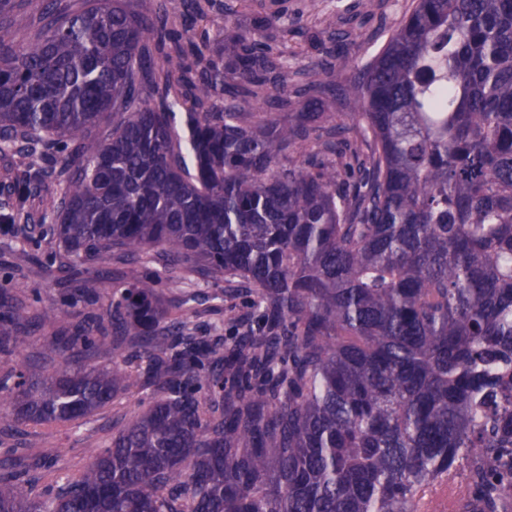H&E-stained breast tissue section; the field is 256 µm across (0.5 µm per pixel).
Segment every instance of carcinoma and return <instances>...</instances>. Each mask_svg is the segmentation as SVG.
Wrapping results in <instances>:
<instances>
[{
  "label": "carcinoma",
  "mask_w": 512,
  "mask_h": 512,
  "mask_svg": "<svg viewBox=\"0 0 512 512\" xmlns=\"http://www.w3.org/2000/svg\"><path fill=\"white\" fill-rule=\"evenodd\" d=\"M161 2L88 0L21 50L0 20V150L60 185L40 238L70 284L37 315L0 284V353L75 323L0 383V445L152 393L41 496L18 486L68 449L10 447L0 512H444L419 492L458 474L459 512H512V0H413L341 85L353 137L296 111L326 89L306 73L295 98L271 92L288 71L270 19L224 20V55H206L166 28L187 0ZM40 147L67 166L45 170ZM156 247L162 270L77 309L94 271ZM189 268L250 305L224 335L166 317L159 288Z\"/></svg>",
  "instance_id": "carcinoma-1"
}]
</instances>
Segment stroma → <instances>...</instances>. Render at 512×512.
Instances as JSON below:
<instances>
[{"label":"stroma","instance_id":"35a3bbf8","mask_svg":"<svg viewBox=\"0 0 512 512\" xmlns=\"http://www.w3.org/2000/svg\"><path fill=\"white\" fill-rule=\"evenodd\" d=\"M204 6L201 14L184 18L182 14L169 15L170 28H190L198 39L205 41L208 51H222V29L225 19H232L244 31H251L255 16L266 15L276 24L287 25V34L281 35L277 51L280 63L289 70L303 69L314 79L331 82L334 79L329 69L328 52L337 48L345 51L358 66L372 62L385 45L392 31L399 27L412 0H381L374 17H367L357 0H325L328 11L334 12V27L325 29L320 44L308 40L310 29L318 22L303 10L304 0H200ZM47 0H15L7 21L17 47H25L43 33V14ZM47 244L32 238L25 220H18L14 234L0 235V282L8 281L11 292L17 299L31 303L33 311L56 303L59 287L58 273L54 264L47 261ZM163 302H171L178 296L188 297L182 308L190 314L198 307L199 297H206L209 312L207 323L210 335L222 333L224 316L228 310L243 311L241 300L224 295L223 283L207 282L194 272L178 273L177 281L164 285L161 290ZM147 404L145 393L121 392L112 403L95 412L84 423H60L41 427L43 440L68 449V460L62 470L45 477L48 485H59L66 478L77 475L89 461L88 434L108 438L112 434V423L118 418H129Z\"/></svg>","mask_w":512,"mask_h":512}]
</instances>
